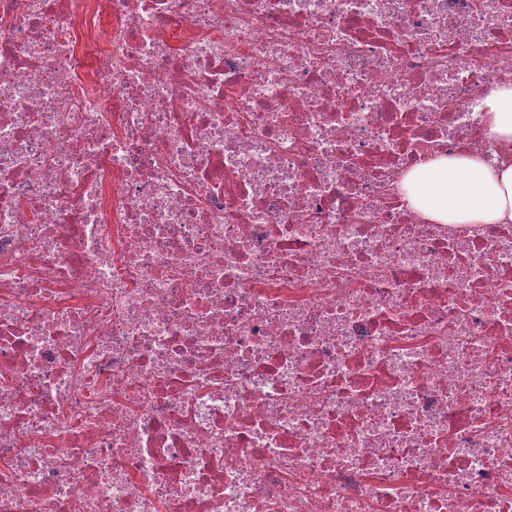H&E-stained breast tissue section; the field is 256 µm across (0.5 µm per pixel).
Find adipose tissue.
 I'll return each mask as SVG.
<instances>
[{
    "instance_id": "1",
    "label": "adipose tissue",
    "mask_w": 512,
    "mask_h": 512,
    "mask_svg": "<svg viewBox=\"0 0 512 512\" xmlns=\"http://www.w3.org/2000/svg\"><path fill=\"white\" fill-rule=\"evenodd\" d=\"M481 106L488 136L512 144V84L490 89ZM401 192L408 206L429 222L506 224L512 222V158H438L408 173Z\"/></svg>"
}]
</instances>
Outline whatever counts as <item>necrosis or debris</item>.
Wrapping results in <instances>:
<instances>
[{"label": "necrosis or debris", "instance_id": "necrosis-or-debris-1", "mask_svg": "<svg viewBox=\"0 0 512 512\" xmlns=\"http://www.w3.org/2000/svg\"><path fill=\"white\" fill-rule=\"evenodd\" d=\"M512 0H0V512H512ZM487 135L512 144V84L495 86L481 100ZM407 205L436 224L512 221V158L493 163L475 154L435 159L401 183Z\"/></svg>", "mask_w": 512, "mask_h": 512}]
</instances>
